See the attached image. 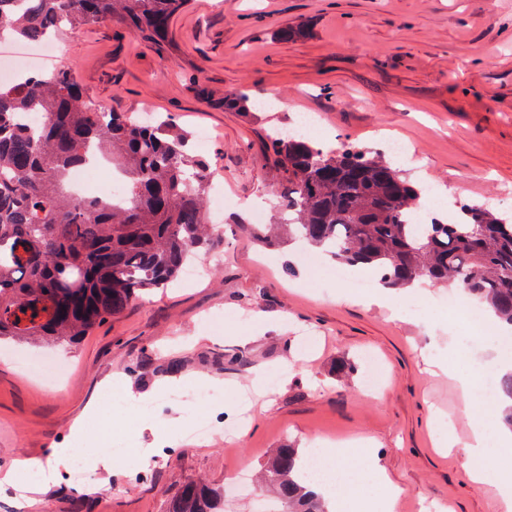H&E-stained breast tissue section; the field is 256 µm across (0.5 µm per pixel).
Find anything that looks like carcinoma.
Wrapping results in <instances>:
<instances>
[{"label": "carcinoma", "instance_id": "1", "mask_svg": "<svg viewBox=\"0 0 512 512\" xmlns=\"http://www.w3.org/2000/svg\"><path fill=\"white\" fill-rule=\"evenodd\" d=\"M190 0H0V35L56 38L73 27L119 22L141 39L165 40ZM31 112L44 115L33 127ZM285 224H265L260 242L286 237L328 251L336 263L372 269L389 288L414 280L459 283L512 326V218L464 206L448 224L408 221L422 189L383 152L353 143L326 150L302 135L269 144ZM104 154L125 176V201L65 193L70 170ZM209 162L174 120H144L92 102L72 70L0 82V341L72 347L105 319L175 281L217 237L207 224ZM302 458L277 448L265 481L287 512H324ZM167 512H224L217 490L182 486Z\"/></svg>", "mask_w": 512, "mask_h": 512}]
</instances>
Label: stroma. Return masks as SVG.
I'll return each instance as SVG.
<instances>
[{"instance_id": "stroma-1", "label": "stroma", "mask_w": 512, "mask_h": 512, "mask_svg": "<svg viewBox=\"0 0 512 512\" xmlns=\"http://www.w3.org/2000/svg\"><path fill=\"white\" fill-rule=\"evenodd\" d=\"M301 28L291 40L280 30ZM63 68L89 97L115 112L171 115L191 133L207 131L198 152L224 189L212 269L193 285L176 283L135 302L68 349L70 369L47 387L16 363L48 349L0 344V474L23 456L49 460L56 448L85 449L94 483L70 472L0 484V512H166L182 485L203 482L224 493V512H272L265 492L244 495L231 475L257 477L273 448L308 451L315 439L375 442L402 494L397 512H498L492 483L512 468L495 456L489 483H471L457 460L435 451L451 413L459 443L469 419L459 413L453 379L433 376L448 359L457 371L487 366L494 339L466 331L447 303L448 286L426 295L394 290L393 305L344 282L317 278L300 244L259 243L244 203L278 202L271 136L311 113L333 149L351 142L382 149L397 138L410 148L395 165L411 181L512 214V0H191L155 46L119 24L70 30L58 39ZM245 93L249 111L222 107ZM384 375L363 382V358ZM355 370L339 377L341 361ZM179 374L170 390L158 382ZM213 400H195L204 380ZM142 396L139 420L113 412L104 395ZM100 407L114 444L151 449L149 466H97L103 452L90 421ZM247 418L233 444L224 428ZM83 421L84 433L72 426ZM204 423L212 438L193 441ZM167 439L151 448L153 435Z\"/></svg>"}]
</instances>
